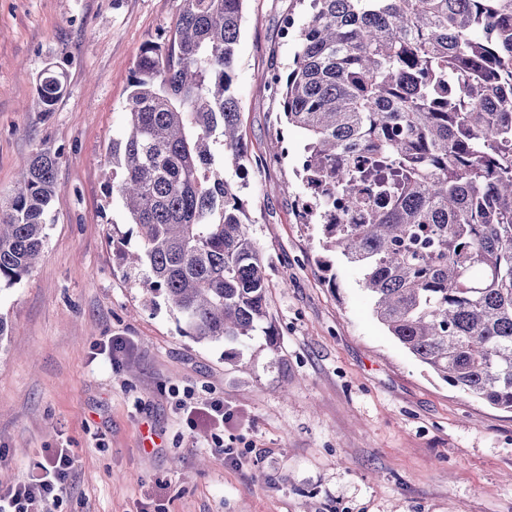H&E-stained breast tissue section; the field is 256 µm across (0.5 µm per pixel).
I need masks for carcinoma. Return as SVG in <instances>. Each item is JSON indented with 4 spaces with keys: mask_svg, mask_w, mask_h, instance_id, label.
<instances>
[{
    "mask_svg": "<svg viewBox=\"0 0 512 512\" xmlns=\"http://www.w3.org/2000/svg\"><path fill=\"white\" fill-rule=\"evenodd\" d=\"M245 0H184L167 46L131 78L112 194L137 228L150 287L199 342L268 332L267 278L248 231L249 162L232 92ZM274 75L306 139L299 223L362 271L388 333L448 385L512 412V0H311ZM66 74L36 84L50 111ZM61 153L39 148L0 200V283L47 241Z\"/></svg>",
    "mask_w": 512,
    "mask_h": 512,
    "instance_id": "cac0c4a2",
    "label": "carcinoma"
}]
</instances>
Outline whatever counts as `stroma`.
I'll list each match as a JSON object with an SVG mask.
<instances>
[{
  "label": "stroma",
  "mask_w": 512,
  "mask_h": 512,
  "mask_svg": "<svg viewBox=\"0 0 512 512\" xmlns=\"http://www.w3.org/2000/svg\"><path fill=\"white\" fill-rule=\"evenodd\" d=\"M182 7L0 0V198L38 146L61 152L43 257L0 289V487L65 448L77 463L60 502L29 512H512V412L420 364L376 319L360 270L338 257L324 272L321 225L297 220L303 140L268 81L293 64L281 21L304 24L306 0H247L236 46L250 153L237 181L274 335L196 341L127 275L121 254L141 242L108 153L140 48L166 43ZM49 63L67 91L45 112ZM181 400L223 401L228 419L190 429Z\"/></svg>",
  "instance_id": "1"
}]
</instances>
